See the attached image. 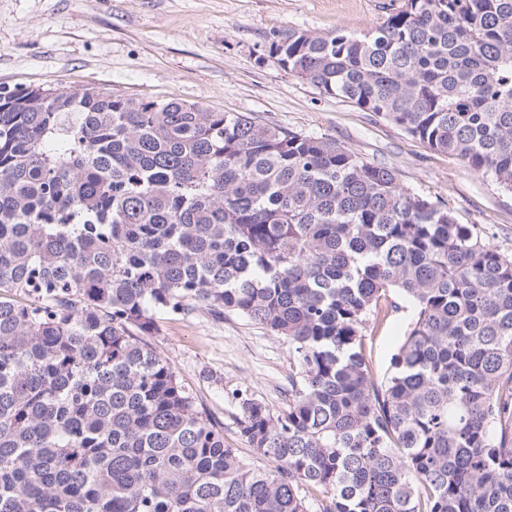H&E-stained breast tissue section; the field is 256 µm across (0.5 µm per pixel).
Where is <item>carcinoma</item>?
Instances as JSON below:
<instances>
[{"instance_id": "obj_1", "label": "carcinoma", "mask_w": 512, "mask_h": 512, "mask_svg": "<svg viewBox=\"0 0 512 512\" xmlns=\"http://www.w3.org/2000/svg\"><path fill=\"white\" fill-rule=\"evenodd\" d=\"M269 57L512 191V0H391ZM412 309L380 381L366 333ZM288 341L237 434L157 312ZM512 512V255L314 137L172 98L0 88V512Z\"/></svg>"}]
</instances>
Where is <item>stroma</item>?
<instances>
[{
  "label": "stroma",
  "instance_id": "35a3bbf8",
  "mask_svg": "<svg viewBox=\"0 0 512 512\" xmlns=\"http://www.w3.org/2000/svg\"><path fill=\"white\" fill-rule=\"evenodd\" d=\"M389 0H0V87L80 91L104 87L144 100L178 98L221 112L324 136L362 159L396 169L408 190L448 204L502 252L512 254V192L357 105L283 70L268 55L291 29L363 35ZM408 312L366 341L386 375ZM148 343L166 357L198 401L237 437L233 402L243 393L279 408L293 359L285 339L202 307L157 317Z\"/></svg>",
  "mask_w": 512,
  "mask_h": 512
}]
</instances>
